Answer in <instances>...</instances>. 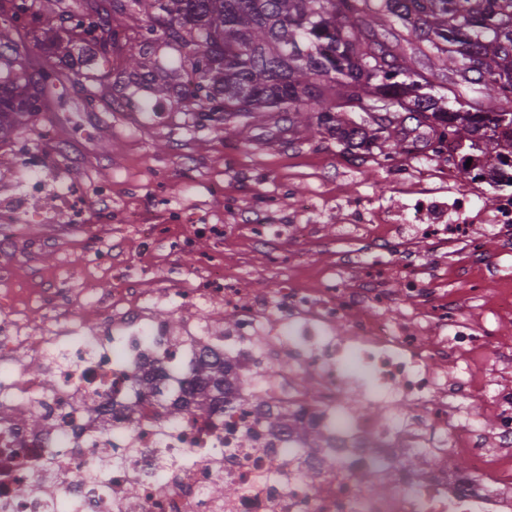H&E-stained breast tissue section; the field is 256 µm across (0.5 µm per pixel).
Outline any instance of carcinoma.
Returning <instances> with one entry per match:
<instances>
[{
	"label": "carcinoma",
	"instance_id": "obj_1",
	"mask_svg": "<svg viewBox=\"0 0 512 512\" xmlns=\"http://www.w3.org/2000/svg\"><path fill=\"white\" fill-rule=\"evenodd\" d=\"M0 26V142L37 118L46 88L59 75L57 60L74 42L94 47L112 64L124 42L121 75L147 82L157 94L191 100L201 119L244 135L256 122L283 115L288 129L316 127L346 150L390 153L417 144L440 128L461 154L448 163L463 178L512 185V176L487 173L481 156L493 153L512 169V107L474 105L461 88L480 85L495 101H512V0H7ZM151 21L149 36L132 37L112 14ZM39 36L23 47L14 22ZM391 22L406 41L422 45L426 63L414 69L375 38ZM42 53L39 68L24 63ZM448 69L438 83L435 62ZM383 96L406 118L355 120L352 97ZM192 390L204 409L210 393H224V361L203 357ZM139 389L166 397L158 377L135 378Z\"/></svg>",
	"mask_w": 512,
	"mask_h": 512
}]
</instances>
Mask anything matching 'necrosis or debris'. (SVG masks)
<instances>
[{
	"label": "necrosis or debris",
	"instance_id": "4bbe7bcc",
	"mask_svg": "<svg viewBox=\"0 0 512 512\" xmlns=\"http://www.w3.org/2000/svg\"><path fill=\"white\" fill-rule=\"evenodd\" d=\"M494 223L481 234L454 224H425L432 240L460 251L463 283L485 291L489 239H512V194H501ZM359 236L379 254L399 257L406 298L428 294L424 269L404 258L408 238L386 242ZM215 296L236 309L232 325L201 318L179 332L151 323V289L134 268L118 269L115 309L107 335L65 331L28 333L16 314L0 316V361L17 355L37 363L0 380V512H512V391L475 389L462 360L492 348L488 328L459 317L455 303L443 314L401 324L367 314L349 319L345 339L336 323L354 304L369 301L377 284L360 282L336 296L284 287L274 305H239L223 274L208 269ZM227 364L225 404L190 406L179 420L160 412L156 398L133 379L157 360L176 392L189 390L202 355ZM287 359L292 369L272 364ZM313 375L318 393L297 385L296 371ZM365 408H352L348 393ZM287 412L278 432L270 414ZM35 413L43 429L22 424ZM322 431L323 448H301L294 424ZM464 451L459 470L449 452ZM427 458L419 469L403 458ZM232 493H223V486Z\"/></svg>",
	"mask_w": 512,
	"mask_h": 512
}]
</instances>
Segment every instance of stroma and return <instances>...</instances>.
I'll use <instances>...</instances> for the list:
<instances>
[{
  "mask_svg": "<svg viewBox=\"0 0 512 512\" xmlns=\"http://www.w3.org/2000/svg\"><path fill=\"white\" fill-rule=\"evenodd\" d=\"M96 86L99 97L86 103L75 76ZM116 83L109 69L92 57L91 48L74 52L48 97L49 110L0 144V201L36 183L29 212L18 223L0 221V297L22 313L26 326L41 329L80 309L86 335L101 336L105 321L99 301L112 297L111 266L98 262L101 251L117 250L148 273L165 300L152 313L161 325L181 322L169 295L196 282L201 264L232 263L231 282L244 300L258 293L274 296L284 285L319 288L359 279H393L394 265L359 262L343 268L340 253L352 250L347 225L355 209L379 234L408 223L419 207L416 188L429 192L427 223H456L457 193L478 223H489L500 187L484 180L449 178L448 158L432 148H417L384 158L364 157L337 146L313 129H289L287 122L254 127L249 140L225 137L211 123L187 116L188 100L165 98L162 121L133 125L124 103L148 98ZM112 187L109 199L97 197L98 184ZM69 195L85 214L71 223L59 199ZM183 209L200 222L228 226L227 235L204 238L193 255L168 248L175 235L162 204ZM139 209L152 224V250H143L139 230L126 224L128 208ZM305 224L301 237H284L268 247L254 242L250 224ZM410 250L427 258L435 278L436 298L453 299L462 315L482 320L501 346L512 345V317L497 316L493 295L469 297L461 283L463 260L440 261L429 240L411 237ZM46 288L70 294L68 306L49 309L40 295Z\"/></svg>",
  "mask_w": 512,
  "mask_h": 512,
  "instance_id": "1",
  "label": "stroma"
}]
</instances>
